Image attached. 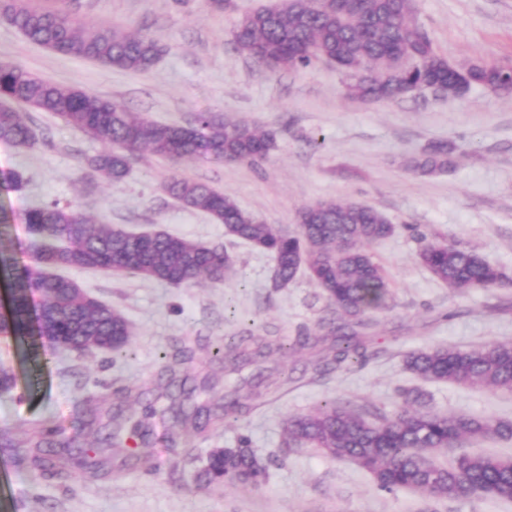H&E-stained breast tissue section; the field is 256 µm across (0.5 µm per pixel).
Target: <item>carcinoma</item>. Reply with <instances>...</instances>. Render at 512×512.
<instances>
[{"mask_svg":"<svg viewBox=\"0 0 512 512\" xmlns=\"http://www.w3.org/2000/svg\"><path fill=\"white\" fill-rule=\"evenodd\" d=\"M0 16L30 42L53 52L91 60L132 72L149 71L166 48L158 40L118 27H85L61 8L32 6L28 0H3ZM238 49L270 72L306 68L316 61H336L350 77V95L362 100L400 99L423 90L461 96L473 87L512 92V70L472 66L466 74L434 47L428 31L415 18L413 0H278L243 11L233 30ZM49 112L109 149L91 160L112 183L128 172L129 156L147 151L170 160L245 162L259 165L267 156L274 132L257 125L224 121L199 112L194 123H160L130 111L123 103L91 90L62 87L10 62L0 61V140L31 149L39 135L28 111ZM451 151L434 143L411 161L423 174L443 171ZM167 194L184 207L204 212L224 225V235L272 253L274 287L288 285L305 269L321 288L333 316L324 320L331 340L321 371L365 358L367 343L357 328L364 317L389 306L390 288L383 268L373 261L369 245L391 236L394 226L375 208L320 201L300 211L295 235L281 232L242 209L206 183L174 178ZM22 220L30 231L29 262L20 263L0 250V276L11 290V323L0 332L17 339L31 335L30 296L43 304L39 334L55 336L76 348L94 345L100 353L125 350L133 327L124 314L84 292L79 284L55 274L75 268L129 273L173 286L202 281L222 283L235 274L236 261L222 245L208 244L165 231L132 233L113 224H93L78 207L58 202L27 209ZM421 263L440 282L456 291L489 289L503 278L500 269L479 253L446 242H428ZM272 345L248 330L215 345L212 358L224 367L258 364ZM404 368L431 382L512 392V342L475 347L435 346L408 354ZM271 388L262 375L257 382L224 395V413L240 414ZM203 431L214 423L201 408L176 418ZM288 448H315L347 460L369 473L379 489L413 491L425 498L424 512L438 501L466 500L476 495L512 501V456L461 453L447 461L437 452L464 441H512V421L494 416L448 414L424 405L418 391L406 393L395 415L371 418L346 403L331 402L285 423ZM55 427L46 424L30 442L32 464L52 474L61 464L52 458L58 444L48 440ZM78 462L91 475L102 466L92 448ZM272 461L256 456L242 436L234 448L210 453L198 479L208 485L259 486Z\"/></svg>","mask_w":512,"mask_h":512,"instance_id":"1","label":"carcinoma"}]
</instances>
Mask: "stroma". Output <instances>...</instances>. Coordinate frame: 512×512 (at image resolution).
I'll return each mask as SVG.
<instances>
[{"label": "stroma", "mask_w": 512, "mask_h": 512, "mask_svg": "<svg viewBox=\"0 0 512 512\" xmlns=\"http://www.w3.org/2000/svg\"><path fill=\"white\" fill-rule=\"evenodd\" d=\"M272 2L237 0V9L225 11L207 0H63L81 24H114L161 41L166 51L146 73L52 52L0 19V61L55 84L93 90L161 123L184 124L197 113L215 112L275 133L257 168L139 152L117 184L89 164L104 143L50 113L29 114L40 134L34 149L0 142V176L18 169L28 180L20 191L0 184V208L12 216L0 226V245L19 259H26L29 243L20 214L35 203L60 201L98 224L224 245L238 269L223 284L192 287L65 270V277L126 316L134 329L131 344L114 358L0 338V362L14 375L12 389L0 395V428L23 440L50 417L59 427L58 441L101 448L112 432L117 389L146 388L153 392L150 407L132 404L125 414L148 430L157 471L147 475L124 465L117 452L105 478H86L76 465L45 474L25 462L26 448H0V512H420L418 495L381 491L351 462L284 447L285 421L333 401L390 416L406 389L427 393L436 410L512 420V393L425 381L403 365L406 353L421 348L512 341V94L475 87L461 97L428 90L361 101L347 95L343 74L326 62L266 71L236 49L231 31L239 8ZM414 6L417 22L449 63L512 66V0H414ZM438 141L453 144L452 167L432 175L413 172L411 159ZM174 177L207 183L290 234L299 230L304 205L329 200L372 206L394 232L368 248L387 274L393 300L360 330L368 338L367 361L321 378L302 371L310 350L272 356L262 368L291 373L287 386L257 399L246 415L226 417L203 433L184 432L170 450L164 438L177 405L189 409L222 398L252 373L248 367L227 373L212 364L217 338L250 328L292 341L317 332L330 314L307 272L287 287H274L271 254L225 239L223 225L168 196L164 187ZM427 240L477 251L503 272L502 283L489 290L448 288L418 260ZM178 348L192 352L183 368L191 391L186 399L158 381L164 354ZM243 434L258 456L273 461L265 484L244 489L198 482L209 451L235 447Z\"/></svg>", "instance_id": "obj_1"}]
</instances>
